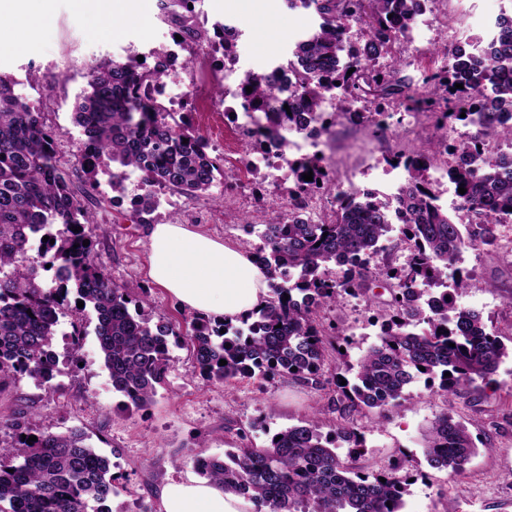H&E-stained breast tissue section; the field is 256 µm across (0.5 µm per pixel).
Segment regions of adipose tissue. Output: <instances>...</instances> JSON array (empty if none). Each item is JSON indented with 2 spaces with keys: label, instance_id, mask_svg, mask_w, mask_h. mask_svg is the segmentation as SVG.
I'll list each match as a JSON object with an SVG mask.
<instances>
[{
  "label": "adipose tissue",
  "instance_id": "obj_1",
  "mask_svg": "<svg viewBox=\"0 0 512 512\" xmlns=\"http://www.w3.org/2000/svg\"><path fill=\"white\" fill-rule=\"evenodd\" d=\"M52 0H0V28L9 36L0 50L27 41L51 22ZM147 275L182 307L199 317L234 323L263 306L268 280L251 254L181 224L149 231ZM160 512H253V502L222 485L187 478L167 483Z\"/></svg>",
  "mask_w": 512,
  "mask_h": 512
}]
</instances>
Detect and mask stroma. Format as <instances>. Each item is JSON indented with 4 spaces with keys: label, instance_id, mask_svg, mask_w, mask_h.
Returning a JSON list of instances; mask_svg holds the SVG:
<instances>
[{
    "label": "stroma",
    "instance_id": "stroma-1",
    "mask_svg": "<svg viewBox=\"0 0 512 512\" xmlns=\"http://www.w3.org/2000/svg\"><path fill=\"white\" fill-rule=\"evenodd\" d=\"M138 20L114 18L109 0H96L91 10L79 9L74 0H54L53 24L22 49L0 51V73L13 76L17 93L42 112L56 134L58 156L71 171L80 167L84 137L72 121L76 96L86 88V73L99 59H123L129 47L146 41L169 43L171 28L165 21L161 0H142ZM434 26L424 28L420 40L426 48L444 45L448 25H456L469 39L480 34L487 13L496 11V0H430ZM198 19L205 27L216 23L234 25L239 31V64L248 69L260 58H284L292 46L294 30L317 28L313 10L292 9L288 0H199ZM283 32L269 37V25ZM217 85L205 95L209 112L195 111L193 100L175 104L178 112L192 115L212 154L218 155L222 172L208 195L191 199L162 189L159 205L146 218L132 209L131 196L140 192L138 174H131L127 195L114 198L111 168L100 167L93 193L102 201L95 221L85 231L95 243L94 264L100 267L131 298L148 297L151 321H170L185 330L193 318L147 276L152 224H185L251 252L259 245L249 225L263 224L288 211L293 181L270 184L264 172L242 173L247 139L233 135L234 122L225 112L233 100L219 96ZM385 133L373 127L342 121L333 129L331 159L326 169L333 198L336 187L363 186L365 152L382 150L396 160L419 146V139L405 132L404 108L394 107ZM468 278L457 302L482 312L489 331H512V249L465 246L458 264ZM324 327L338 328L346 339L349 362L376 342L381 320L369 292L343 295L318 313ZM78 323L84 332L81 365L67 359L62 335L54 348L61 357L60 372L46 386L24 376L0 391V415L25 416L37 432L64 434L83 429L92 447L106 455L116 475L111 512H160V490L169 480L197 476L200 457H223L230 448L266 445L277 431L319 415L324 429L340 420L336 410V359L328 357L322 388L313 390L296 380L239 379L232 385L205 381L186 346H169L171 368L166 383L151 405L128 409L114 392L95 336L93 310L62 318L60 329ZM497 386L474 390L460 397H444L435 385L412 384L385 414L353 413L352 422L363 433L366 450L360 459L365 471L388 468L405 461L411 481L404 512H512V358L496 376ZM449 412L464 423L478 449L460 475L431 468L424 457V435L435 417Z\"/></svg>",
    "mask_w": 512,
    "mask_h": 512
}]
</instances>
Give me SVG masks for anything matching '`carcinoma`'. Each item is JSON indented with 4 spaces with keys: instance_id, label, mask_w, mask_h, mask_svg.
<instances>
[{
    "instance_id": "obj_1",
    "label": "carcinoma",
    "mask_w": 512,
    "mask_h": 512,
    "mask_svg": "<svg viewBox=\"0 0 512 512\" xmlns=\"http://www.w3.org/2000/svg\"><path fill=\"white\" fill-rule=\"evenodd\" d=\"M196 2L167 0L173 35L190 48L206 46L221 54L222 65L233 61L236 43L225 38L228 26L211 31L201 26L189 8ZM298 3L314 9L320 24L296 40L293 59L286 61L288 84L274 74L247 75L239 83L240 108L256 114L251 137L276 147L283 132L307 118L330 129L345 115L366 119L381 132L379 117L393 103L437 115L444 131L459 121L471 132L453 145L450 161L423 148L408 155L403 164L409 179L392 201L356 189L337 194L334 214L315 224L296 206L257 231L261 245L254 257L271 287L265 305L241 320L243 329L196 317L186 331L200 375L208 381L287 376L321 388L329 352L343 353L326 338L317 313L367 285L369 259L391 231L392 208L405 218L409 261L384 270L385 277L398 280L397 287L383 303L378 341L356 367L345 369L355 371V381L343 385L342 374H336V411L344 422L325 434L314 416L274 433L261 448L200 458L197 468L224 491L252 501L255 512H402L407 494L398 475L402 464L361 473L345 465L336 450L341 441L356 459L366 447L348 420L351 413L387 410L423 376L439 379L438 389L448 396L489 387L512 355V348L487 330L480 312L455 304L454 293L466 288L467 280H456L449 299L432 311L412 294L419 279L444 283L448 262L465 242L494 245L500 225L512 224V157L486 148L493 139H512V125L500 121L502 110L512 108V13L495 18L490 37L450 43L440 51L441 66L429 77L434 91L420 94L397 77L396 65L383 63L413 24L414 0H291ZM353 21L361 25L355 43L348 36ZM167 75L166 67L136 58L105 59L89 68L87 90L72 112L86 137L80 163L89 188L83 189L57 159L55 134L41 113L16 93L18 81L0 74V391L19 376L42 385L55 378L59 358L53 343L72 290L75 301L96 313L104 366L125 405L149 406L165 384L169 343L181 334L163 320L150 323L147 300L130 298L91 263L94 243L83 245V227L94 222L100 201L89 189L107 161L142 174L143 193L133 200L139 214L157 208V188L198 198L216 180L221 167L209 155L206 138L151 96ZM358 101L367 103L363 111H345ZM443 165L455 187L466 189L457 194L464 224L436 205L431 170ZM293 168L294 200L330 184L316 155ZM309 171L313 180L306 181L303 174ZM34 236L48 237L36 260L26 250ZM332 264L340 268L336 278L329 275ZM222 360L227 364L219 365ZM3 428L14 438V461L0 462V503L8 502L9 512H88L92 503L93 512H109L111 464L88 443L84 430L35 435L22 416L1 419ZM32 435L37 440L31 443ZM477 454L462 422L446 412L435 418L424 448L430 467L458 475Z\"/></svg>"
}]
</instances>
